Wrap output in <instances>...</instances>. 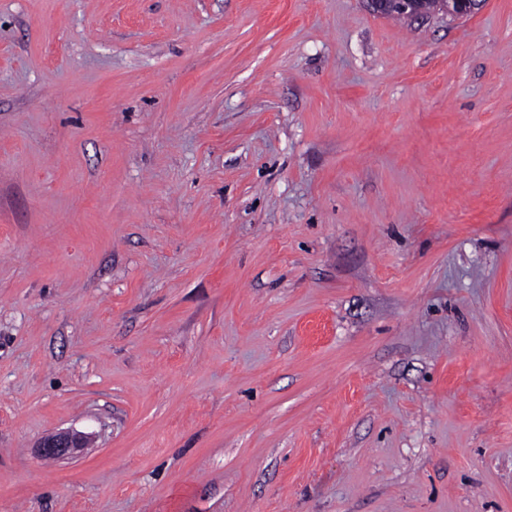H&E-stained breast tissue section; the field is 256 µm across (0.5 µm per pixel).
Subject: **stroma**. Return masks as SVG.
I'll use <instances>...</instances> for the list:
<instances>
[{"mask_svg": "<svg viewBox=\"0 0 512 512\" xmlns=\"http://www.w3.org/2000/svg\"><path fill=\"white\" fill-rule=\"evenodd\" d=\"M0 512H512V0H0ZM427 1H435L429 7ZM485 0H367L373 13L395 18H423L433 13H444L452 17H465L480 10ZM393 14V15H390ZM396 14V15H395ZM84 447V436L81 433L64 430L44 438L38 445V453L44 459L65 460L73 458Z\"/></svg>", "mask_w": 512, "mask_h": 512, "instance_id": "obj_1", "label": "stroma"}]
</instances>
